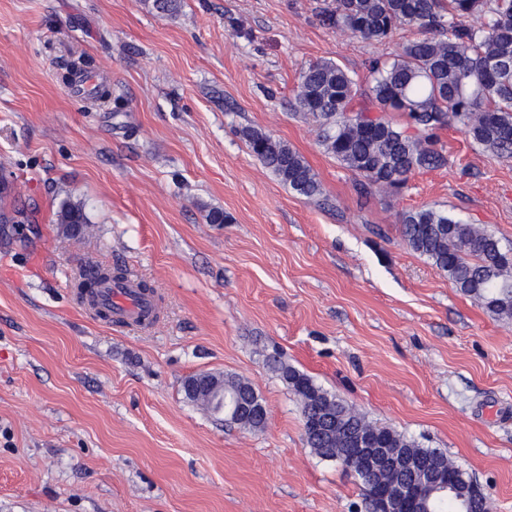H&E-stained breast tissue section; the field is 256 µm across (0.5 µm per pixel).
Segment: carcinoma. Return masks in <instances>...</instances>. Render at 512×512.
Listing matches in <instances>:
<instances>
[{
    "label": "carcinoma",
    "mask_w": 512,
    "mask_h": 512,
    "mask_svg": "<svg viewBox=\"0 0 512 512\" xmlns=\"http://www.w3.org/2000/svg\"><path fill=\"white\" fill-rule=\"evenodd\" d=\"M321 24L340 34L382 42L409 26L419 37L391 58L368 61L370 84L330 60L310 65L300 76L294 106L317 124L320 145L358 177L360 195L399 196L410 176L444 167L437 132L456 126L472 142L512 158V0H331L318 13ZM399 112L400 126L386 117ZM251 153L297 194L315 198L321 184L307 161L286 143L251 129L241 130ZM67 231L88 223L83 207L65 201L57 212ZM402 237L427 258L460 293L491 315L512 319V251L493 235L449 212L432 208L402 215ZM126 277L122 269L84 270L75 287L86 292L102 280ZM267 364L299 398L301 418H336V429L305 431L307 447L361 482L372 512L374 487L398 482L389 470L366 472L354 458V437L377 435L393 456L426 463L446 454L378 426L345 401L317 386L277 352Z\"/></svg>",
    "instance_id": "cac0c4a2"
}]
</instances>
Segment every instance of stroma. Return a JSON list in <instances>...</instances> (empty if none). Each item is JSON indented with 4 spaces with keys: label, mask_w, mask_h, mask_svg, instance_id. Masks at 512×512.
Wrapping results in <instances>:
<instances>
[{
    "label": "stroma",
    "mask_w": 512,
    "mask_h": 512,
    "mask_svg": "<svg viewBox=\"0 0 512 512\" xmlns=\"http://www.w3.org/2000/svg\"><path fill=\"white\" fill-rule=\"evenodd\" d=\"M182 2L0 0V512H364L360 483L306 446L274 352L512 512V319L457 292L401 224L448 211L512 248V158L451 126L446 167L360 196L292 106L300 75L331 60L368 86V60L417 30L343 37L317 20L325 0ZM83 74L107 99L75 94ZM245 127L299 152L322 196L276 178ZM65 201L82 233L58 224ZM96 264L153 290L152 328L79 301ZM201 371L249 381L267 425L189 403ZM57 220L60 224H66L69 232L73 230L81 232L85 226L84 224H88V218L83 207L68 201L61 204L57 212Z\"/></svg>",
    "instance_id": "35a3bbf8"
}]
</instances>
